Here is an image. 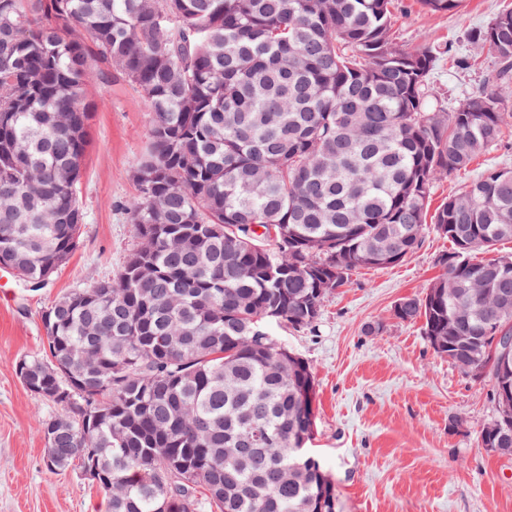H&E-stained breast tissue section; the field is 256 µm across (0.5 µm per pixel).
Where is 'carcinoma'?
Masks as SVG:
<instances>
[{
	"label": "carcinoma",
	"instance_id": "1",
	"mask_svg": "<svg viewBox=\"0 0 512 512\" xmlns=\"http://www.w3.org/2000/svg\"><path fill=\"white\" fill-rule=\"evenodd\" d=\"M434 13L463 0H419ZM393 0H0V264L34 286L73 254L96 105L92 60L152 112L137 244L115 277L42 312L48 351L19 362L62 407L47 465L96 458L111 512H336L306 444L312 372L269 333L312 327L360 267L452 243L402 321L448 339L512 335L473 282L512 295V170L493 169L429 213L433 182L502 141L512 97V11L473 35L496 60L456 106L429 103L442 52L391 38ZM477 365L502 377L486 341ZM103 419L84 420L83 405Z\"/></svg>",
	"mask_w": 512,
	"mask_h": 512
}]
</instances>
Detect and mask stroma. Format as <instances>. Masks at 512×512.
I'll list each match as a JSON object with an SVG mask.
<instances>
[{
    "label": "stroma",
    "mask_w": 512,
    "mask_h": 512,
    "mask_svg": "<svg viewBox=\"0 0 512 512\" xmlns=\"http://www.w3.org/2000/svg\"><path fill=\"white\" fill-rule=\"evenodd\" d=\"M395 4L399 44L446 50L432 76L438 100L453 106L482 86L495 61L470 34L512 9V0H465L447 14L428 12L418 0ZM87 91L98 109L79 187L86 213L79 247L39 290L0 275V512H108L79 467L47 466L37 422L60 408L15 372L19 358L43 351L42 311L114 276L136 242L123 206L138 193L132 171L148 146L152 113L121 77L93 78ZM501 168H512V112L494 151L436 179L433 205ZM451 250L448 239L429 233L402 263L353 272L348 286L326 299L314 327H269L312 371L316 430L309 448L336 487V512H512V457L478 446L497 416L490 382L471 380L438 354L421 322L394 315L400 298L422 295L441 274L440 260Z\"/></svg>",
    "instance_id": "obj_1"
}]
</instances>
